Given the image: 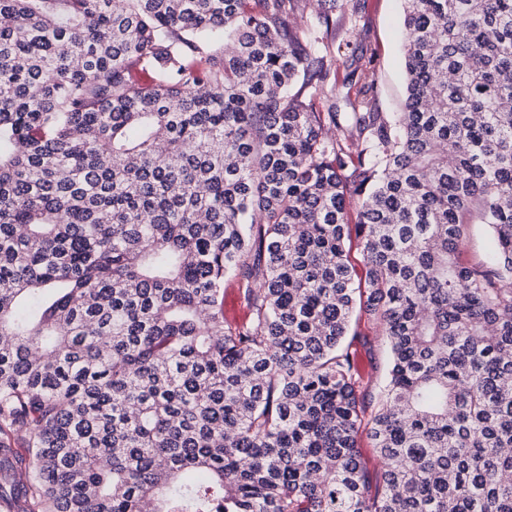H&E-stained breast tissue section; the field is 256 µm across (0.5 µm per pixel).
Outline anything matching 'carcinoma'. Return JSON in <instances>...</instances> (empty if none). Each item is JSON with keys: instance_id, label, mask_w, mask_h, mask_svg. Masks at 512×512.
Segmentation results:
<instances>
[{"instance_id": "obj_1", "label": "carcinoma", "mask_w": 512, "mask_h": 512, "mask_svg": "<svg viewBox=\"0 0 512 512\" xmlns=\"http://www.w3.org/2000/svg\"><path fill=\"white\" fill-rule=\"evenodd\" d=\"M310 2L0 0V501L512 512V0H403L404 112L367 63L347 125ZM491 243V230L482 224L479 218L474 217L468 225L465 234V258L470 263H477L484 259ZM353 331H357L362 336H367L371 348L370 354H365L362 350L363 367L366 372L371 373V365L374 368L377 366L378 369H382L384 357V346L379 338H376L372 324L365 314L359 315L356 320L353 321Z\"/></svg>"}]
</instances>
